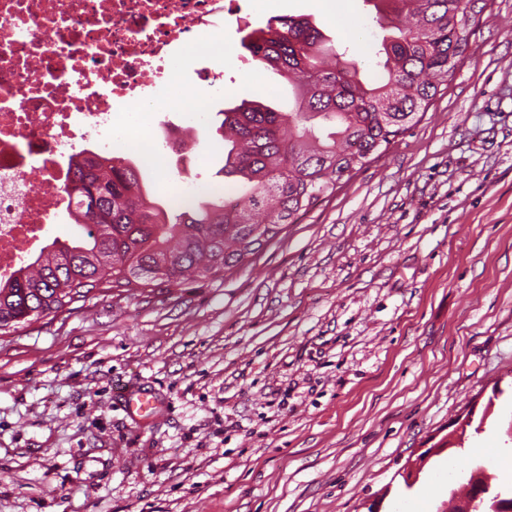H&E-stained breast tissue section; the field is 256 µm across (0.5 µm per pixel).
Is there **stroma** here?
I'll list each match as a JSON object with an SVG mask.
<instances>
[{
	"mask_svg": "<svg viewBox=\"0 0 512 512\" xmlns=\"http://www.w3.org/2000/svg\"><path fill=\"white\" fill-rule=\"evenodd\" d=\"M252 28L309 19L367 85L387 74L367 0H243ZM447 89L377 160L226 278L134 293L0 334V512H448L457 474L512 451V0H487ZM182 60L200 122L158 111L153 137L195 140L169 166L135 156L154 200L216 179L220 110L288 111L293 87L245 52ZM223 71L220 90L198 77ZM163 404L135 420L119 386ZM482 429L442 448L483 408ZM437 495L422 503L431 484Z\"/></svg>",
	"mask_w": 512,
	"mask_h": 512,
	"instance_id": "obj_1",
	"label": "stroma"
}]
</instances>
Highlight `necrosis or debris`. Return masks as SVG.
<instances>
[{
  "instance_id": "4bbe7bcc",
  "label": "necrosis or debris",
  "mask_w": 512,
  "mask_h": 512,
  "mask_svg": "<svg viewBox=\"0 0 512 512\" xmlns=\"http://www.w3.org/2000/svg\"><path fill=\"white\" fill-rule=\"evenodd\" d=\"M228 0H0V278L39 253L69 209L71 157L150 145L154 101L190 114L178 50L208 45ZM137 116L117 124L132 102Z\"/></svg>"
}]
</instances>
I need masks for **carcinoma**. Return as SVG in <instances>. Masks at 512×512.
Returning <instances> with one entry per match:
<instances>
[{
	"label": "carcinoma",
	"mask_w": 512,
	"mask_h": 512,
	"mask_svg": "<svg viewBox=\"0 0 512 512\" xmlns=\"http://www.w3.org/2000/svg\"><path fill=\"white\" fill-rule=\"evenodd\" d=\"M486 0H375L383 32L376 56L387 82L367 88L356 62L326 46L305 18L279 16L241 46L253 60L289 78L300 75L296 107L279 112L244 100L222 110L229 148L221 173L238 195L203 198L182 211L149 198L130 160L76 153L61 192L84 236L54 240L33 260L0 278V332L56 317L106 289L148 288L223 277L274 241L297 216L379 158L452 77L469 47V21ZM491 465L466 477L471 492L489 490L488 504H512L493 484Z\"/></svg>",
	"instance_id": "carcinoma-1"
}]
</instances>
